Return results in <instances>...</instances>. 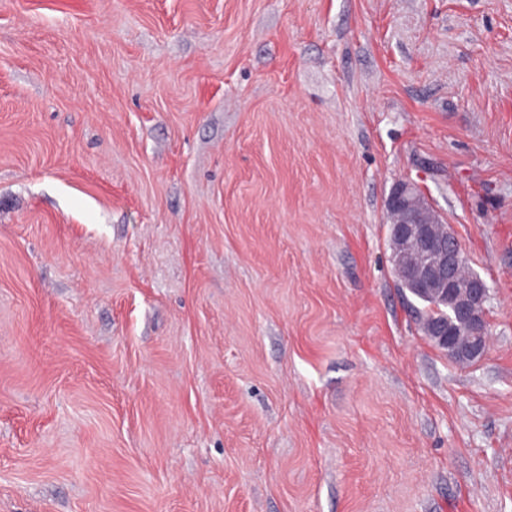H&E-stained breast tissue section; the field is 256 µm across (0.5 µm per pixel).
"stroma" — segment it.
Wrapping results in <instances>:
<instances>
[{"label": "stroma", "mask_w": 512, "mask_h": 512, "mask_svg": "<svg viewBox=\"0 0 512 512\" xmlns=\"http://www.w3.org/2000/svg\"><path fill=\"white\" fill-rule=\"evenodd\" d=\"M0 512H512V0H0ZM421 198V190L416 185L399 182L386 200L391 224H395L397 236L407 248L410 260L416 249L425 251L430 256L431 261L420 272V281L434 285L445 296L456 288H464L466 299L456 305L455 317L472 323L482 331L487 323L485 316L489 286L480 275L466 271L461 244L453 234L437 236L430 228V224L435 222L422 208ZM400 282L401 288L408 289L413 296L426 304L419 310L424 334L445 351V346H448L447 334L436 329L434 336L430 330L433 326L446 325L448 332L452 334L450 337H456L459 350H464L471 341L469 329L448 312V306L442 308L428 289L420 292L405 281ZM441 336H445L442 339L445 346L439 342ZM448 356L458 362H473L460 353Z\"/></svg>", "instance_id": "35a3bbf8"}]
</instances>
